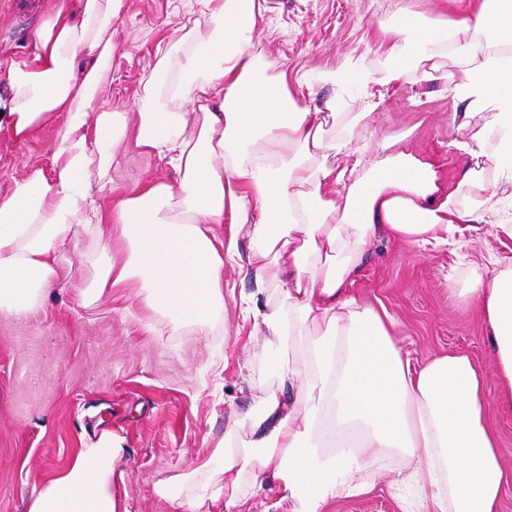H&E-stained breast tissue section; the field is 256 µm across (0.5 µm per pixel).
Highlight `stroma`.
I'll use <instances>...</instances> for the list:
<instances>
[{
	"label": "stroma",
	"mask_w": 512,
	"mask_h": 512,
	"mask_svg": "<svg viewBox=\"0 0 512 512\" xmlns=\"http://www.w3.org/2000/svg\"><path fill=\"white\" fill-rule=\"evenodd\" d=\"M475 0H267L254 48L270 63L269 75L287 74L291 88L320 106L335 95L327 72L359 60L375 79L389 61L382 32L396 28L403 12L427 22L471 8ZM53 0H0V72L33 51V36ZM179 0H126L112 56L110 97L98 107L128 114L117 147L123 160L115 177L126 192L151 178L176 181V173L136 143L135 105L143 67L157 42L175 43L181 32ZM448 84L409 78L395 88L381 112L355 127L370 150L384 139L429 154L448 175L465 164L450 141L461 133L452 121L462 110ZM55 131L42 129L27 142L0 131V194L23 178L33 163L47 164ZM505 253L492 226L479 244L419 252L410 244L380 238L365 257L354 285L361 301L386 307L396 335L417 356L456 352L484 367L490 420L512 471V410L495 408L497 381L490 342L477 309L464 295L478 251ZM90 276L63 279L37 314L24 321L0 315V512H24L40 482L64 467L77 449L104 433L123 439L129 512H182L178 501L159 497L156 483L206 460L233 419L247 421L262 395L279 391L264 338L242 322L241 297L274 300L236 268L224 269V310L213 321L176 327L147 310L131 288L111 299L81 303ZM393 457L378 462L374 489L333 502L329 512H403L406 496L394 481Z\"/></svg>",
	"instance_id": "stroma-1"
}]
</instances>
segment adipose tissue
Returning a JSON list of instances; mask_svg holds the SVG:
<instances>
[{
  "instance_id": "obj_1",
  "label": "adipose tissue",
  "mask_w": 512,
  "mask_h": 512,
  "mask_svg": "<svg viewBox=\"0 0 512 512\" xmlns=\"http://www.w3.org/2000/svg\"><path fill=\"white\" fill-rule=\"evenodd\" d=\"M123 2L55 0L33 54L0 79V127L21 141L56 130L49 166L30 167L0 196V314L27 319L61 278L83 274L62 261L83 232L104 252L85 303L136 285L146 308L180 325L223 311L224 267L236 266L278 295L246 301L243 314L263 334L281 390L260 398L248 440L228 423L209 459L158 482L157 495L186 512H325L371 491L363 472L394 453L399 481L415 489L411 512H499L512 472L489 422L483 368L465 354L413 359L397 321L351 286L378 237L423 252L477 241L495 209L492 197L465 196L485 186L483 159L512 182V0H481L435 25L405 14L387 41L385 81L373 85L348 62L329 75L338 94L317 108L298 105L287 77L261 76L253 41L265 0H188L179 40L158 44L143 75L138 112V146L178 179H150L132 194L85 176L92 163L117 164L128 124L127 113L94 106L110 84ZM204 19L216 34L200 41ZM413 71L452 84L464 105L451 146L467 163L455 180L394 141L372 154L351 129L323 136L343 88L358 90L354 125ZM332 152L346 164L315 165ZM467 294L485 320L497 402L511 408L512 257L472 263ZM123 454L115 436L78 449L25 512H127Z\"/></svg>"
}]
</instances>
